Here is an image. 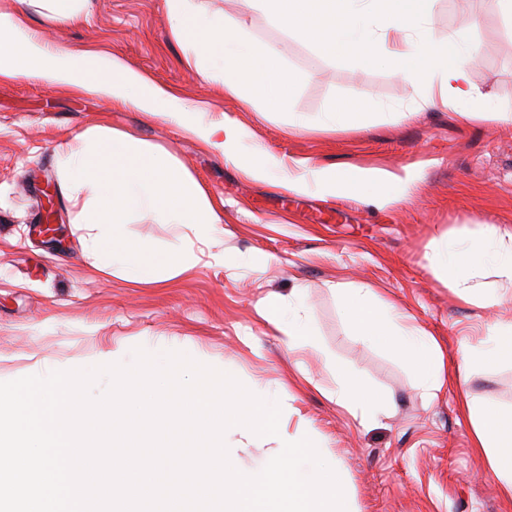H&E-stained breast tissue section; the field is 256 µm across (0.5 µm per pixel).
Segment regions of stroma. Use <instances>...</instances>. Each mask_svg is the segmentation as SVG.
I'll return each mask as SVG.
<instances>
[{"instance_id":"obj_1","label":"stroma","mask_w":512,"mask_h":512,"mask_svg":"<svg viewBox=\"0 0 512 512\" xmlns=\"http://www.w3.org/2000/svg\"><path fill=\"white\" fill-rule=\"evenodd\" d=\"M245 23L252 37L280 52L294 80L289 109L244 107L219 77L188 67L187 45L171 35L165 0H85L78 18L52 28L37 9L26 24L53 48L90 56L121 55L134 69L203 110L248 131L244 155L259 149L292 165L333 166L414 177L410 201L376 208L364 199L296 194L245 175L221 152L177 122L39 81L0 82V382L61 366L86 368L100 357L141 347L182 351L259 383L298 411L344 475L357 512H512L453 382L467 349L493 323L512 322V287L493 267L478 270L474 295L461 296L431 255L446 240L488 239L512 230V123L461 122L452 107H425L428 83L410 86L384 61L328 52L272 24L248 0H202ZM435 39L465 30L482 59L472 84L512 111V23L485 0H431ZM363 104L361 122L320 128L327 109ZM304 127L288 128L289 119ZM131 134L175 156L214 203L224 206L219 244L184 226L132 214L127 238L162 253L181 244L188 264L157 284H135L97 268L78 210L57 194L59 239L40 232L44 183L60 185L58 144L88 129ZM373 289L439 343L445 385L426 400L411 368L349 328L335 284ZM306 291L301 315L315 346L288 350L260 313L267 296ZM499 297L496 305L485 293ZM357 372L389 395L390 413L363 426L336 403L335 368ZM470 395L512 411V359L475 367Z\"/></svg>"}]
</instances>
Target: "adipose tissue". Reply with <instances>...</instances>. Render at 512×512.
Wrapping results in <instances>:
<instances>
[{"label": "adipose tissue", "mask_w": 512, "mask_h": 512, "mask_svg": "<svg viewBox=\"0 0 512 512\" xmlns=\"http://www.w3.org/2000/svg\"><path fill=\"white\" fill-rule=\"evenodd\" d=\"M271 20L288 31L322 44L335 45L370 62L384 57L394 73L409 85L422 83L423 73L415 61L422 49L435 52L432 68L440 77L439 94L427 105H453L461 121L482 118L512 123V113L499 110L492 100L470 82L468 65L477 53L463 32L449 33L445 40L432 39L424 22L429 0H256ZM171 33L186 44L188 65L218 72L224 89L246 105L258 94H275L292 78L276 62L275 51L258 44L237 20L208 11L196 0H167ZM0 78L39 79L75 88L110 102L126 104L154 116L177 120L203 145L239 160L242 127L231 121L202 124L197 109L188 107L170 88L133 69L120 55L91 58L83 54L50 49L32 33L21 16L0 13ZM57 164L64 195L78 207L87 232L91 254L100 269H112L138 283H156L176 276L186 264L179 245L158 254L146 244H131L123 234L129 214L144 211L166 224L190 228L201 239H212L224 222L219 211L196 179L170 153L141 147L131 135L94 128L59 146ZM246 174L257 180L276 178L279 185L296 192L317 191L333 196L349 192L365 196L382 207L407 202L410 182H394L380 171L355 179L321 167L296 175L283 159L271 154L245 163ZM448 270V280L462 294H469V281L481 267L495 266L512 284V250L502 251L490 242H451L436 256ZM336 294L347 323L355 335L383 346L407 361L417 375L426 397H436L444 384L441 350L436 339L369 288L337 285ZM302 291L293 302L281 306L268 298L265 312L284 337L289 349L312 346L314 333L298 314ZM475 366H490L512 359V324L494 325L484 344L466 353ZM336 402L361 424L377 423L387 401L374 395L353 374L338 372ZM465 407L474 428V445L486 456L497 475L502 492L512 498V466L504 458L512 451V418L492 412L469 400Z\"/></svg>", "instance_id": "1"}]
</instances>
